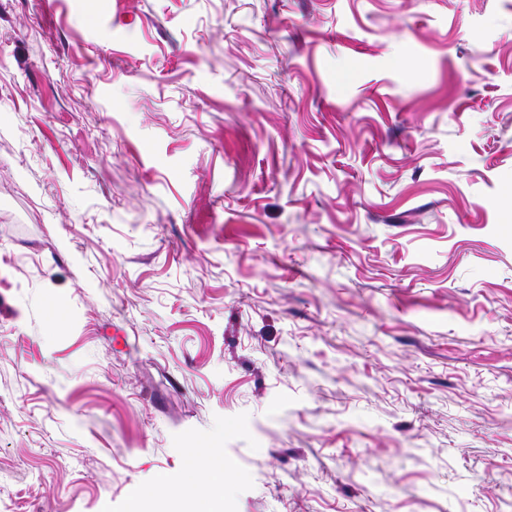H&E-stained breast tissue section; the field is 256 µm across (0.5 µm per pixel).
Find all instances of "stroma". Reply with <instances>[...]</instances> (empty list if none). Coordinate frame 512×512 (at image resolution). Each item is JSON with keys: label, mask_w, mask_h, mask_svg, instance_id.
I'll return each mask as SVG.
<instances>
[{"label": "stroma", "mask_w": 512, "mask_h": 512, "mask_svg": "<svg viewBox=\"0 0 512 512\" xmlns=\"http://www.w3.org/2000/svg\"><path fill=\"white\" fill-rule=\"evenodd\" d=\"M512 512V0H0V512Z\"/></svg>", "instance_id": "stroma-1"}]
</instances>
